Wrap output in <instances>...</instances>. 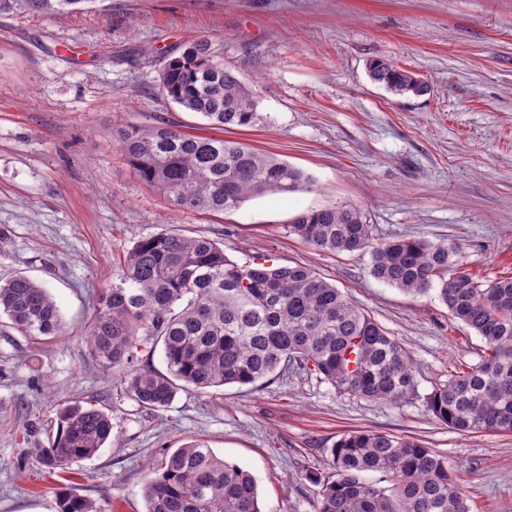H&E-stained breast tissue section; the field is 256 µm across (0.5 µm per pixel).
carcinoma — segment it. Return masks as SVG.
Here are the masks:
<instances>
[{
	"label": "carcinoma",
	"instance_id": "1",
	"mask_svg": "<svg viewBox=\"0 0 512 512\" xmlns=\"http://www.w3.org/2000/svg\"><path fill=\"white\" fill-rule=\"evenodd\" d=\"M90 0H0V13L54 15ZM370 78L395 95L423 83L388 62L369 65ZM161 94L232 133L265 124L251 92L215 60L206 40L171 57ZM142 181L178 208L233 212L256 197L309 187L303 173L247 143L191 135L165 123L127 125L113 133ZM291 232L327 252L370 256L376 279L412 295L438 287L453 319L480 336L481 363L448 376L425 397L428 410L458 433L512 431V277H472L457 245L404 237L380 241L359 208L299 214ZM34 337L58 336L59 308L40 282L16 275L0 283V314ZM104 365L127 369V391L147 409L168 406L180 390L267 383L288 372L316 375L369 402L397 404L417 394L407 351L334 284L302 264L271 257L230 259L205 236L160 233L126 251L119 283L103 292L87 336ZM162 345L167 373L151 360ZM61 433L35 460L49 472L96 454L112 435L111 416L91 404L60 415ZM378 474L368 481L363 474ZM318 486L317 512H469L448 457L390 433L355 430L330 448L328 473L309 470ZM146 512H262L247 470L201 442L166 455L145 492ZM58 512H101L72 493Z\"/></svg>",
	"mask_w": 512,
	"mask_h": 512
}]
</instances>
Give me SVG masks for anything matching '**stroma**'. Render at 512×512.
Listing matches in <instances>:
<instances>
[{
	"mask_svg": "<svg viewBox=\"0 0 512 512\" xmlns=\"http://www.w3.org/2000/svg\"><path fill=\"white\" fill-rule=\"evenodd\" d=\"M198 39L268 117L237 139L300 170L308 189L183 211L129 165L113 128L205 133L204 118L159 92L169 55ZM375 59L427 92L372 82ZM334 207L362 209L379 239L460 244L479 279L512 276V0H90L52 17L0 15V282L43 283L64 325L34 340L0 317V512H58L63 492L145 512L149 468L194 441L256 478L263 512H316L305 473L349 430L420 441L447 455L470 512H512V432L460 434L425 403L450 371L479 363L481 338L436 290L406 294L371 275L369 256L291 233L297 215ZM164 232L216 240L240 262L311 267L407 349L417 397L371 403L303 375L140 407L86 334L125 252ZM86 401L111 415V439L66 470L37 468L32 451L55 439L61 409Z\"/></svg>",
	"mask_w": 512,
	"mask_h": 512,
	"instance_id": "35a3bbf8",
	"label": "stroma"
}]
</instances>
